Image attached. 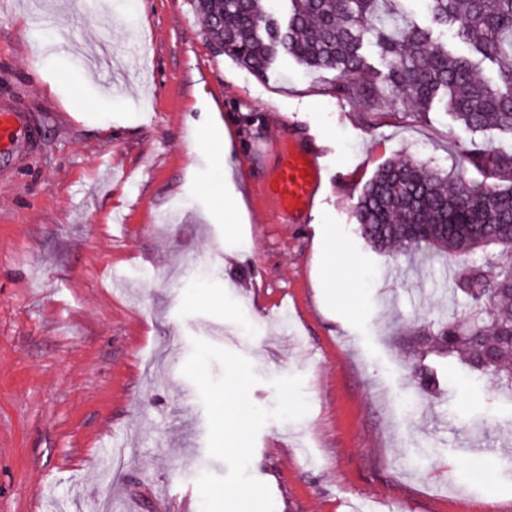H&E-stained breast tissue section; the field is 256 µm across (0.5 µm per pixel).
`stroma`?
Returning <instances> with one entry per match:
<instances>
[{
	"mask_svg": "<svg viewBox=\"0 0 512 512\" xmlns=\"http://www.w3.org/2000/svg\"><path fill=\"white\" fill-rule=\"evenodd\" d=\"M2 106L33 137L0 152V512H200L198 477L227 467L182 373L196 338L251 362L258 407L303 379L307 415L269 421L249 466L275 512H512L494 383L448 367L409 403L401 331L447 309L448 263L391 259L352 216L395 157L458 165L448 112L374 115L291 60L256 76L190 0H0ZM217 121L247 213L232 227L193 140ZM291 144L338 172L298 223L262 193Z\"/></svg>",
	"mask_w": 512,
	"mask_h": 512,
	"instance_id": "stroma-1",
	"label": "stroma"
}]
</instances>
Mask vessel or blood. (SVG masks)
Here are the masks:
<instances>
[{
	"instance_id": "b4317fda",
	"label": "vessel or blood",
	"mask_w": 512,
	"mask_h": 512,
	"mask_svg": "<svg viewBox=\"0 0 512 512\" xmlns=\"http://www.w3.org/2000/svg\"><path fill=\"white\" fill-rule=\"evenodd\" d=\"M20 127L19 114L0 113L1 150L13 148ZM330 177L318 151L297 146L281 155L277 174L266 190L274 199L279 214L294 221L312 211L318 193Z\"/></svg>"
}]
</instances>
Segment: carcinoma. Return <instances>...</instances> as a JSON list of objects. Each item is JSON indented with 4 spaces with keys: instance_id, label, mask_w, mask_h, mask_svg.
<instances>
[{
    "instance_id": "obj_1",
    "label": "carcinoma",
    "mask_w": 512,
    "mask_h": 512,
    "mask_svg": "<svg viewBox=\"0 0 512 512\" xmlns=\"http://www.w3.org/2000/svg\"><path fill=\"white\" fill-rule=\"evenodd\" d=\"M192 0L224 54L264 75L281 59L332 74L329 89L370 112L401 106L424 114L441 105L469 138L460 160L482 176L412 159L383 164L362 189L360 235L373 249L423 261L453 258L448 316L414 319L415 344L491 379L512 401V152H492L475 136L512 134V0H425L432 26L407 20L387 28L382 15L402 0ZM449 34L442 41L434 28ZM375 54L383 64L369 62ZM485 62L494 75L485 79ZM438 374L419 370L416 395L432 397Z\"/></svg>"
}]
</instances>
